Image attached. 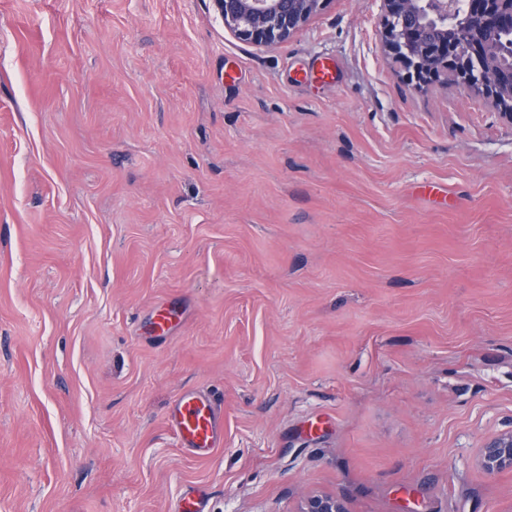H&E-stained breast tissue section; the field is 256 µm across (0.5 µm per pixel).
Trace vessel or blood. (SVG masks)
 <instances>
[{
  "label": "vessel or blood",
  "instance_id": "b4317fda",
  "mask_svg": "<svg viewBox=\"0 0 512 512\" xmlns=\"http://www.w3.org/2000/svg\"><path fill=\"white\" fill-rule=\"evenodd\" d=\"M167 424L180 445L196 456H211L224 444V416L200 392L181 394L168 413Z\"/></svg>",
  "mask_w": 512,
  "mask_h": 512
}]
</instances>
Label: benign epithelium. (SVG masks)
<instances>
[{"instance_id": "benign-epithelium-1", "label": "benign epithelium", "mask_w": 512, "mask_h": 512, "mask_svg": "<svg viewBox=\"0 0 512 512\" xmlns=\"http://www.w3.org/2000/svg\"><path fill=\"white\" fill-rule=\"evenodd\" d=\"M224 24L242 40L261 46H273L297 31L325 0H213ZM384 46L407 69L408 79L417 84L432 82L435 71H443L456 85L491 98L512 122V97L501 96L504 88L512 89V66L505 67L482 60L483 49L473 42L469 58L460 57V48L428 40L417 52L411 51L393 30L391 21L448 25L461 0H384ZM512 23V0H484L468 37H480L487 25ZM478 465L488 475L512 470V432L486 441L478 454ZM301 512H350L347 503L336 496H309Z\"/></svg>"}]
</instances>
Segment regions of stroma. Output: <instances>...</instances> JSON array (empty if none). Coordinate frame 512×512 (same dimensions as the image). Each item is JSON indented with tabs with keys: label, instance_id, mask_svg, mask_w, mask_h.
I'll return each instance as SVG.
<instances>
[{
	"label": "stroma",
	"instance_id": "35a3bbf8",
	"mask_svg": "<svg viewBox=\"0 0 512 512\" xmlns=\"http://www.w3.org/2000/svg\"><path fill=\"white\" fill-rule=\"evenodd\" d=\"M384 15L0 0V512H512V122L409 85ZM224 24L242 40L273 46L297 31L325 0H213ZM180 445L198 457H209L224 445V415L209 397L185 391L167 416ZM478 465L487 475L512 470V432L488 439L479 450ZM301 512H351L347 503L336 496L314 494L309 496Z\"/></svg>",
	"mask_w": 512,
	"mask_h": 512
}]
</instances>
